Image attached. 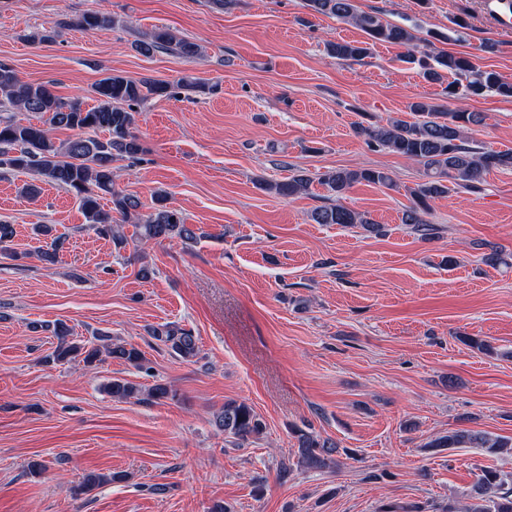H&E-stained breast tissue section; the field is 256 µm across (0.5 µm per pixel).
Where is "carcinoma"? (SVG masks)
Wrapping results in <instances>:
<instances>
[{"instance_id":"obj_1","label":"carcinoma","mask_w":512,"mask_h":512,"mask_svg":"<svg viewBox=\"0 0 512 512\" xmlns=\"http://www.w3.org/2000/svg\"><path fill=\"white\" fill-rule=\"evenodd\" d=\"M315 14L336 17L348 22L365 35L364 41H336L327 46V52L342 60L359 61L369 56L371 46L391 44L403 46L410 52L409 62L419 68L422 78L441 83L448 76L450 98H467L493 93L512 98V82L498 72L476 63L461 53L435 51L433 41L447 36L434 32L424 44L418 43L413 29L384 19L379 10L360 11L354 0H305ZM117 20L107 13L83 16L78 24L86 30L112 27ZM135 47L144 55L156 51L175 53L183 58L201 55V47L186 39L177 38L168 29H156L137 40ZM96 104L88 107L78 98H64L52 90L49 83L22 81L7 63L0 62V111L30 112L44 118L42 124L23 122L12 117H0V166L31 173L35 180L56 186L73 195L89 227L112 239L116 248L125 246L126 238L118 227L133 223L139 236L147 241L162 242L196 239V232L186 223L183 212L170 206L164 192L154 194L152 211L142 214L137 197L116 189L113 179L114 163L134 159L142 152L137 135L134 106L150 98L172 95V85L151 78L133 79L108 74L93 87ZM412 120L391 117L386 122H375L355 127L357 135L369 143L418 164L422 181L407 188L412 204L402 213L401 223L411 231L427 237L437 233L436 225L428 220L431 202L449 192L476 193L481 190L485 176L492 170L512 169V150H482L465 138L466 131L485 123L481 112L449 110L442 105L415 101L409 106ZM64 128L73 132L71 138L56 142L52 130ZM104 137H99V134ZM365 182L388 189L396 187L392 175L375 168H339L321 175L319 183L329 192L330 203L317 207L312 219L317 224H361L370 232H379L365 215L333 201L342 197L353 185ZM310 179L304 174L270 184L267 189L282 197H292L308 191ZM111 202L104 209L102 200ZM39 234L51 238L46 247L38 249L37 256L44 262L56 261L61 237L52 236V228L42 224ZM58 339L52 360L69 362L77 358L87 365L99 360L101 354L125 363L138 365L141 351L131 344H112L101 347L94 342L69 340L70 329L58 323L53 329ZM154 337L169 345L183 358L196 356L197 343L191 332L166 327L153 331ZM112 398L121 401L144 399L161 401L175 397L165 384L149 389L126 379L117 378L106 386ZM216 426L224 434L241 442L257 438L265 430V423L245 402L229 401L216 416ZM299 462L309 470L324 471L338 466L334 458L336 444L321 439L311 432L296 431ZM430 448H481L489 454L512 450V440L471 430H452L428 443ZM512 474L496 469H483L470 490L473 500L467 512H512Z\"/></svg>"}]
</instances>
